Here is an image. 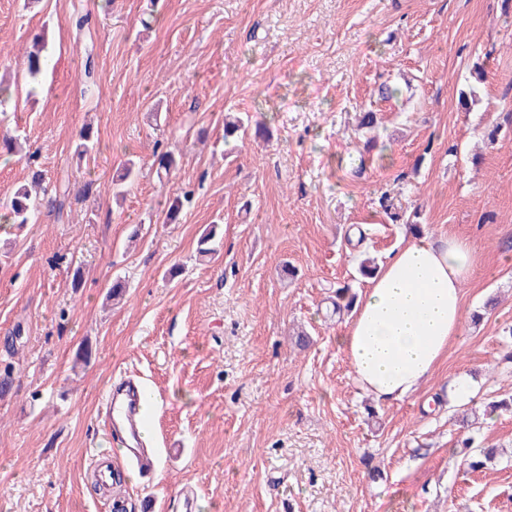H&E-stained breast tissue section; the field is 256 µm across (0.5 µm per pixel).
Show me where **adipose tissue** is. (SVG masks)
<instances>
[{
	"mask_svg": "<svg viewBox=\"0 0 512 512\" xmlns=\"http://www.w3.org/2000/svg\"><path fill=\"white\" fill-rule=\"evenodd\" d=\"M475 262L470 241L420 234L381 265L339 338L362 390L398 401L428 379L460 333Z\"/></svg>",
	"mask_w": 512,
	"mask_h": 512,
	"instance_id": "ef3b65f1",
	"label": "adipose tissue"
}]
</instances>
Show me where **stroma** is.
Wrapping results in <instances>:
<instances>
[{"label":"stroma","instance_id":"stroma-1","mask_svg":"<svg viewBox=\"0 0 512 512\" xmlns=\"http://www.w3.org/2000/svg\"><path fill=\"white\" fill-rule=\"evenodd\" d=\"M37 33L54 61L0 112L25 141L24 156L0 157V199L30 153L50 182L97 189L0 225V512H177L188 491L195 512H512V413L482 429L506 455L467 474L448 401L461 376L473 409L512 394V0H0V63L18 66ZM384 77L396 98L379 99ZM367 109L381 118L369 152L356 121ZM228 112L270 141L225 146ZM86 124L99 149L81 161ZM158 146L181 155L165 183ZM130 159L141 174L118 201ZM186 190L179 223H164L166 199ZM384 200L478 254L460 335L397 402L356 384L339 344L350 316L330 301L340 283L362 294L360 262L408 240ZM213 225L210 260L197 244ZM122 377L151 396L150 470L110 458L101 403ZM105 459L121 478L107 489Z\"/></svg>","mask_w":512,"mask_h":512}]
</instances>
